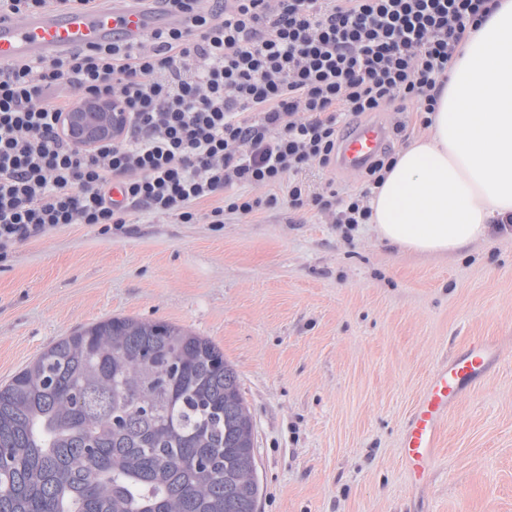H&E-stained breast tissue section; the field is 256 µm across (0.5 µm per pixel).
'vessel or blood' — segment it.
Here are the masks:
<instances>
[{
	"label": "vessel or blood",
	"mask_w": 512,
	"mask_h": 512,
	"mask_svg": "<svg viewBox=\"0 0 512 512\" xmlns=\"http://www.w3.org/2000/svg\"><path fill=\"white\" fill-rule=\"evenodd\" d=\"M152 0H102L100 7L41 10L21 17L0 16V64L24 59L54 61L78 48H90L113 38L142 42L149 31L178 25ZM388 129L368 123L346 135L339 165L361 170L383 148ZM499 359L496 345L481 342L443 365L417 400L406 425L404 457L414 480H421L435 457L440 424L449 408L475 382L484 378Z\"/></svg>",
	"instance_id": "b4317fda"
}]
</instances>
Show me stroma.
Returning <instances> with one entry per match:
<instances>
[{"instance_id":"35a3bbf8","label":"stroma","mask_w":512,"mask_h":512,"mask_svg":"<svg viewBox=\"0 0 512 512\" xmlns=\"http://www.w3.org/2000/svg\"><path fill=\"white\" fill-rule=\"evenodd\" d=\"M112 317L223 350L255 424L257 512H512V226L439 255L284 204L219 226L144 214L111 237L70 224L0 261V384ZM477 342L500 361L449 412L414 486L406 419Z\"/></svg>"}]
</instances>
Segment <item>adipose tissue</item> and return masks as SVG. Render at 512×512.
Listing matches in <instances>:
<instances>
[{
	"label": "adipose tissue",
	"mask_w": 512,
	"mask_h": 512,
	"mask_svg": "<svg viewBox=\"0 0 512 512\" xmlns=\"http://www.w3.org/2000/svg\"><path fill=\"white\" fill-rule=\"evenodd\" d=\"M381 240L458 252L512 220V0H495L448 72L427 132L397 155L370 201Z\"/></svg>",
	"instance_id": "adipose-tissue-1"
}]
</instances>
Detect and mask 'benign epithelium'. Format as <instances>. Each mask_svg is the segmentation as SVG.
I'll return each mask as SVG.
<instances>
[{
    "mask_svg": "<svg viewBox=\"0 0 512 512\" xmlns=\"http://www.w3.org/2000/svg\"><path fill=\"white\" fill-rule=\"evenodd\" d=\"M127 114L119 103L110 98L85 99L60 117L61 135L83 149L96 148L112 142L126 126Z\"/></svg>",
    "mask_w": 512,
    "mask_h": 512,
    "instance_id": "obj_1",
    "label": "benign epithelium"
}]
</instances>
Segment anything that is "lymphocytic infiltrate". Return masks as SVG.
Segmentation results:
<instances>
[{
	"mask_svg": "<svg viewBox=\"0 0 512 512\" xmlns=\"http://www.w3.org/2000/svg\"><path fill=\"white\" fill-rule=\"evenodd\" d=\"M180 19L51 63L0 64V255L68 224L121 229L135 213L223 223L278 204L331 212L352 232L396 161L387 147L358 191H310L336 163L348 118L414 107L429 124L448 67L492 0H161ZM109 96L128 123L76 148L74 99ZM269 187L267 196L245 193ZM122 200H114L113 187Z\"/></svg>",
	"mask_w": 512,
	"mask_h": 512,
	"instance_id": "lymphocytic-infiltrate-1",
	"label": "lymphocytic infiltrate"
}]
</instances>
